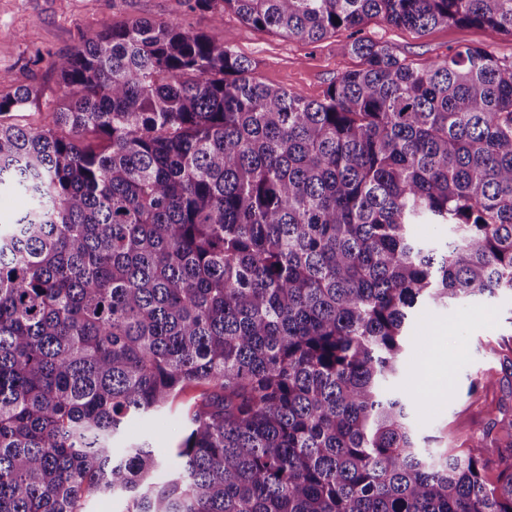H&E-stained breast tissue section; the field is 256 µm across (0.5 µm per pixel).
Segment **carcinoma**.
Returning a JSON list of instances; mask_svg holds the SVG:
<instances>
[{
    "label": "carcinoma",
    "mask_w": 512,
    "mask_h": 512,
    "mask_svg": "<svg viewBox=\"0 0 512 512\" xmlns=\"http://www.w3.org/2000/svg\"><path fill=\"white\" fill-rule=\"evenodd\" d=\"M288 39L349 32L321 100L215 37L108 21L57 74L52 124L0 96V512H512L502 469L418 446L407 369L422 305L512 294V60L420 63L373 18L512 34V0H187ZM412 224H447L439 246ZM197 394L159 476L133 420ZM28 207V199L17 193H0V225L13 223ZM125 499L122 496H116L112 499L111 495H90L84 499V512H117L125 508Z\"/></svg>",
    "instance_id": "1"
}]
</instances>
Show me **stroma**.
Segmentation results:
<instances>
[{
    "label": "stroma",
    "mask_w": 512,
    "mask_h": 512,
    "mask_svg": "<svg viewBox=\"0 0 512 512\" xmlns=\"http://www.w3.org/2000/svg\"><path fill=\"white\" fill-rule=\"evenodd\" d=\"M105 18L115 26L147 19L215 35L219 43L255 62L263 82L308 100L322 99L337 77L361 65L340 51L345 33L316 43L287 39L255 29L230 12L223 23H214L210 13L190 11L186 0H0V70L38 92L25 120L51 121L44 101L57 82L46 66H29L31 52L74 50L99 32ZM363 34L415 63L486 44L494 45L500 57L512 58V35L489 28L442 24L417 33L373 19ZM408 333L415 338L406 351L408 370L392 388L413 397L418 434L427 438L428 448L464 450L501 413H512L511 295L419 307ZM447 360L453 363L452 378L440 388L434 376L439 362ZM126 435L152 437L158 460L170 464L182 435L180 413L134 422Z\"/></svg>",
    "instance_id": "1"
}]
</instances>
